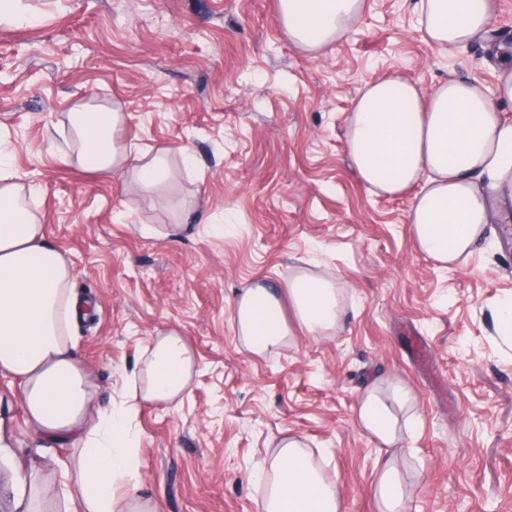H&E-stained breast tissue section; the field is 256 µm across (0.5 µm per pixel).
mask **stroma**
Here are the masks:
<instances>
[{"label":"stroma","instance_id":"obj_1","mask_svg":"<svg viewBox=\"0 0 512 512\" xmlns=\"http://www.w3.org/2000/svg\"><path fill=\"white\" fill-rule=\"evenodd\" d=\"M417 4L364 0L316 54L289 41L278 0H22L25 19L0 16V152L93 305L72 336L96 403L119 402L159 331L177 328L195 355L181 400L139 406L130 422L157 512H256L289 433L347 512H379L375 465L388 454L411 487L407 512H512V332L496 320L512 302V224L466 265L437 267L409 236L414 193L371 194L346 150L371 81L491 89L512 54V0H494L492 38L450 55L426 40ZM86 91L124 112L117 141L166 149L164 183L80 160L69 116ZM300 272L343 289L340 327L251 355L231 320L239 291ZM379 378L417 398L392 449L357 422ZM19 392L0 374V512H25L31 471L41 512H82L59 482L77 445L32 431Z\"/></svg>","mask_w":512,"mask_h":512}]
</instances>
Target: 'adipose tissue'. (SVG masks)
<instances>
[{
	"label": "adipose tissue",
	"mask_w": 512,
	"mask_h": 512,
	"mask_svg": "<svg viewBox=\"0 0 512 512\" xmlns=\"http://www.w3.org/2000/svg\"><path fill=\"white\" fill-rule=\"evenodd\" d=\"M493 0H420L418 23L426 39L451 54L483 38ZM363 0H279L281 24L296 45L315 52L340 38L359 18ZM512 65H502L494 91L452 78L432 94L399 77L368 83L349 114L346 148L359 180L376 195L416 190L408 213L415 250L443 267L464 265L493 224L512 223ZM124 121L99 108L73 113L71 125L84 154L99 169L116 171L129 158L114 138ZM72 269L46 241L45 227L24 203V188L0 155V374L12 376L33 430L52 442L78 444L74 468L84 512H155L133 484L139 462L126 423L140 405L181 398L195 374L193 351L178 330L158 334L132 377L121 405H96L93 385L74 354L70 334L87 318V299L75 294ZM290 305L296 326L282 307ZM343 316L341 291L328 277L299 274L281 288L258 283L243 289L232 313L236 334L262 357L294 344L296 328L313 335L336 329ZM416 398L400 381L381 379L363 393L359 426L387 447L398 445L400 410ZM275 474L257 512H344L337 482L327 479L286 435L271 462ZM374 496L380 512H406L407 492L394 458L377 462ZM131 490L117 496L116 487Z\"/></svg>",
	"instance_id": "ef3b65f1"
}]
</instances>
